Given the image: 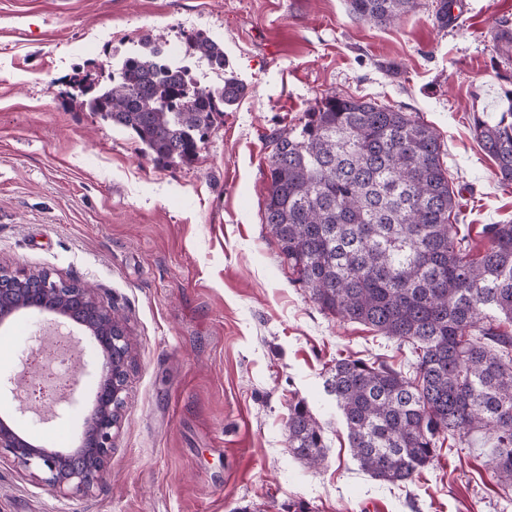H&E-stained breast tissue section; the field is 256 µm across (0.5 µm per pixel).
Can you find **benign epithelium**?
<instances>
[{"mask_svg":"<svg viewBox=\"0 0 512 512\" xmlns=\"http://www.w3.org/2000/svg\"><path fill=\"white\" fill-rule=\"evenodd\" d=\"M29 306L40 314H53L69 322L76 316L92 317L101 330L89 331L100 355L95 407L87 420L81 447L60 452L37 448L9 424L0 420V448L7 449L24 468L44 474L41 481L63 494L88 492L98 480L112 452V431L120 421L124 406L128 359L113 363V353L126 349L128 332L123 316L106 305L87 285L55 280L45 272L37 277L23 271L0 270V323L15 307Z\"/></svg>","mask_w":512,"mask_h":512,"instance_id":"benign-epithelium-1","label":"benign epithelium"}]
</instances>
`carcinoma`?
<instances>
[{
    "instance_id": "obj_1",
    "label": "carcinoma",
    "mask_w": 512,
    "mask_h": 512,
    "mask_svg": "<svg viewBox=\"0 0 512 512\" xmlns=\"http://www.w3.org/2000/svg\"><path fill=\"white\" fill-rule=\"evenodd\" d=\"M360 21L390 25L415 0H346ZM186 44L225 70L224 47L199 34ZM246 93L192 86L162 49L132 55L89 109L128 130L158 163L192 161L224 108ZM495 121L474 119L499 181L512 183V89ZM263 223L281 262L324 312L406 348L413 375L381 360L340 358L329 386L352 454L371 478L405 485L434 463L438 444L492 439L488 469L512 489V222L486 224L480 260L455 224V194L440 136L389 105L328 94L300 124L271 136ZM288 450L304 465L325 459L324 428L298 401Z\"/></svg>"
}]
</instances>
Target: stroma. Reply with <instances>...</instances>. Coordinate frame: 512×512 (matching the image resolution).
Returning <instances> with one entry per match:
<instances>
[{
    "mask_svg": "<svg viewBox=\"0 0 512 512\" xmlns=\"http://www.w3.org/2000/svg\"><path fill=\"white\" fill-rule=\"evenodd\" d=\"M416 0L397 23L352 18L345 0H0V267L50 271L96 288L123 314L133 367L112 453L87 494L61 496L0 449V512H512L482 444L442 446L407 486L363 472L334 398L335 360L411 356L371 328L324 314L288 279L262 222L273 133L336 92L419 114L437 131L470 259L486 224L512 221L473 130L512 88V0ZM199 33L224 48L246 93L196 160L164 166L89 111L87 85L144 36L166 49ZM42 315L0 325V418L29 440L76 448L99 358L81 336L78 386L63 417L19 413L11 378ZM325 428L323 464L288 452L292 403Z\"/></svg>",
    "mask_w": 512,
    "mask_h": 512,
    "instance_id": "obj_1",
    "label": "stroma"
}]
</instances>
